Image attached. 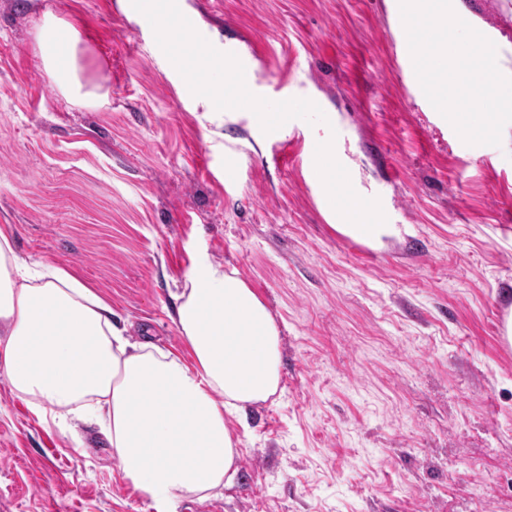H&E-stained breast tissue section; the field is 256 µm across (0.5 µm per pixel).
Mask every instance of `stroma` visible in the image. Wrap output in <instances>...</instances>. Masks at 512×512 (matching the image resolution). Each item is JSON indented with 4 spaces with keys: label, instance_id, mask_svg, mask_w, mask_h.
Returning <instances> with one entry per match:
<instances>
[{
    "label": "stroma",
    "instance_id": "stroma-1",
    "mask_svg": "<svg viewBox=\"0 0 512 512\" xmlns=\"http://www.w3.org/2000/svg\"><path fill=\"white\" fill-rule=\"evenodd\" d=\"M512 70V0H464ZM198 31L336 116L399 235L363 259L306 163H274L248 110L206 121L117 0H0V226L31 269L67 270L134 340L191 361L175 293L236 271L278 324L277 393L247 410L222 512H512V148L468 145L426 99L398 0H183ZM79 30L108 104L69 103L35 31ZM237 168L224 169L225 151ZM124 479L94 425L39 419L0 375V512H194Z\"/></svg>",
    "mask_w": 512,
    "mask_h": 512
}]
</instances>
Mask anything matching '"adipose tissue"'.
Here are the masks:
<instances>
[{"label":"adipose tissue","instance_id":"1","mask_svg":"<svg viewBox=\"0 0 512 512\" xmlns=\"http://www.w3.org/2000/svg\"><path fill=\"white\" fill-rule=\"evenodd\" d=\"M36 42L65 97L107 104L98 83L83 81L73 24L45 13ZM177 299L189 363L130 341L111 304L61 268L29 284L0 228V372L37 416L100 424L134 489L165 501L233 484L242 440L226 420L280 381L277 324L244 280L204 262Z\"/></svg>","mask_w":512,"mask_h":512}]
</instances>
